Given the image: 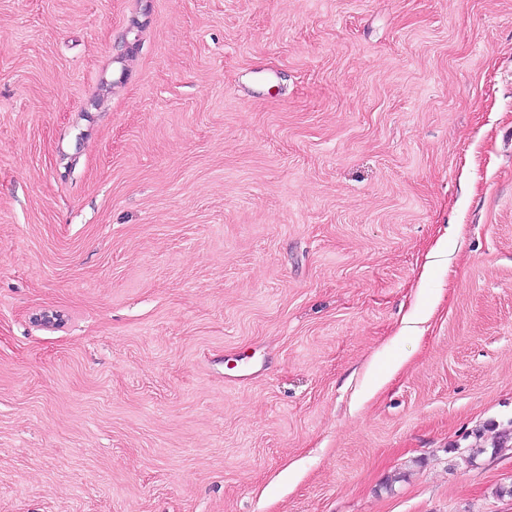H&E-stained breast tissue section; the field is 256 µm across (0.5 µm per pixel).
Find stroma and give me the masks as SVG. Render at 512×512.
<instances>
[{"label": "stroma", "mask_w": 512, "mask_h": 512, "mask_svg": "<svg viewBox=\"0 0 512 512\" xmlns=\"http://www.w3.org/2000/svg\"><path fill=\"white\" fill-rule=\"evenodd\" d=\"M511 421L512 0H0V512H512Z\"/></svg>", "instance_id": "stroma-1"}]
</instances>
